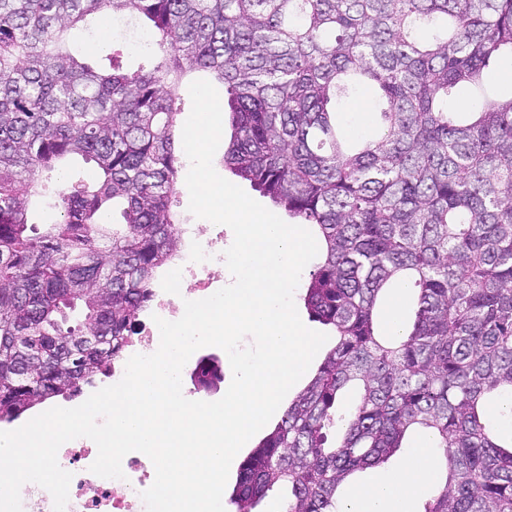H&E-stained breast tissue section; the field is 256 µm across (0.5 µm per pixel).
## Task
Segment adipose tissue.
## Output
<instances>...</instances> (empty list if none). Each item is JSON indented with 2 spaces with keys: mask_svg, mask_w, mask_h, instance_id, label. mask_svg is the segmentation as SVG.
<instances>
[{
  "mask_svg": "<svg viewBox=\"0 0 512 512\" xmlns=\"http://www.w3.org/2000/svg\"><path fill=\"white\" fill-rule=\"evenodd\" d=\"M433 468V450L425 439L381 481L361 486L342 512H409L410 500L430 481Z\"/></svg>",
  "mask_w": 512,
  "mask_h": 512,
  "instance_id": "ef3b65f1",
  "label": "adipose tissue"
}]
</instances>
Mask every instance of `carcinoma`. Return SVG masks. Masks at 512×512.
Segmentation results:
<instances>
[{
    "instance_id": "1",
    "label": "carcinoma",
    "mask_w": 512,
    "mask_h": 512,
    "mask_svg": "<svg viewBox=\"0 0 512 512\" xmlns=\"http://www.w3.org/2000/svg\"><path fill=\"white\" fill-rule=\"evenodd\" d=\"M149 24L159 54L98 69L68 32L102 14ZM512 0H0V423L120 359L179 256L175 90L224 84V166L315 227L309 314L336 336L315 375L241 464L252 512H336L352 475L422 428L438 448L422 512H512V444L488 415L512 397ZM376 91L379 131L353 144L334 105ZM468 85L476 112L448 111ZM82 159L89 182L69 171ZM53 200L57 218L31 222ZM416 290L392 339L380 306Z\"/></svg>"
}]
</instances>
